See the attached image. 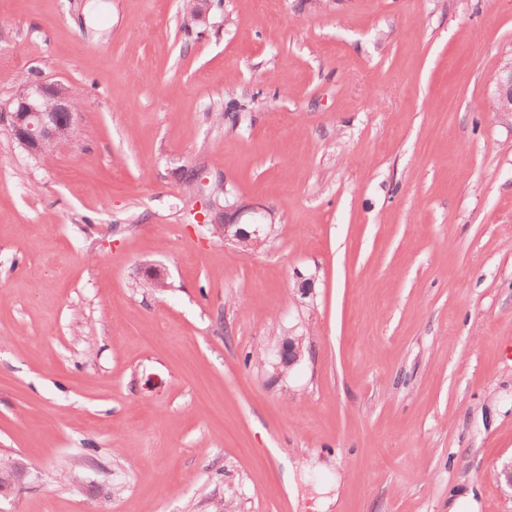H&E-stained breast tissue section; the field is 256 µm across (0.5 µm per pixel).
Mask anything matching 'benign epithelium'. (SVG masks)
Returning <instances> with one entry per match:
<instances>
[{"instance_id":"benign-epithelium-1","label":"benign epithelium","mask_w":512,"mask_h":512,"mask_svg":"<svg viewBox=\"0 0 512 512\" xmlns=\"http://www.w3.org/2000/svg\"><path fill=\"white\" fill-rule=\"evenodd\" d=\"M492 101L500 113H512V58L501 62L496 74ZM78 106L69 86L60 81L36 80L22 85L11 102L9 128L13 138L31 156L38 157L48 147L72 139ZM269 211L262 207L233 203L224 206V223L219 228L224 239L236 241L244 251H256L265 242L263 233ZM299 338L285 337L280 365L291 367L299 358ZM19 464L0 456V488L12 487L20 478Z\"/></svg>"}]
</instances>
